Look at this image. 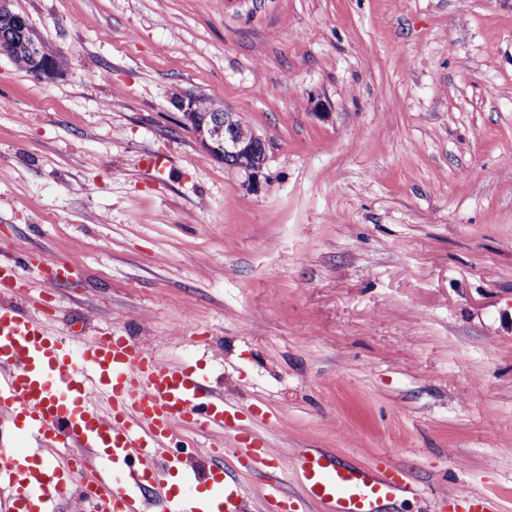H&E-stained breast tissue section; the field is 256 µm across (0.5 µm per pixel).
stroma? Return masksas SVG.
Wrapping results in <instances>:
<instances>
[{"instance_id": "1", "label": "stroma", "mask_w": 512, "mask_h": 512, "mask_svg": "<svg viewBox=\"0 0 512 512\" xmlns=\"http://www.w3.org/2000/svg\"><path fill=\"white\" fill-rule=\"evenodd\" d=\"M0 260L72 269L70 336L199 363L275 455L399 466L378 512H512V0H11ZM239 113L261 184L173 93ZM30 29L23 30L16 23L15 16L0 14V51H11L13 59L28 70L30 63L27 58V45L32 59L30 72L39 79H53L60 71L57 60L45 51L39 39H33ZM444 495L456 506H462L466 512H492L490 498L469 488L445 492Z\"/></svg>"}]
</instances>
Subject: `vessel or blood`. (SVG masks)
<instances>
[{
    "label": "vessel or blood",
    "instance_id": "vessel-or-blood-1",
    "mask_svg": "<svg viewBox=\"0 0 512 512\" xmlns=\"http://www.w3.org/2000/svg\"><path fill=\"white\" fill-rule=\"evenodd\" d=\"M24 266L46 296L65 278L61 263H0V292L17 287ZM239 419V409L195 366L163 363L112 332L66 337L41 312L0 304V424L11 425V440L0 448V512H60L73 496L80 512H239L245 488L226 480L223 468L209 469L200 484H170L182 468L175 441L185 428L229 437L227 451L265 476L274 512H300L307 499L329 512H376L407 488L402 471L382 460L344 467L317 449L274 460L239 432ZM282 467L295 471L303 498L283 490ZM87 471L92 479L72 493ZM448 498L465 512L492 510L488 496L468 488Z\"/></svg>",
    "mask_w": 512,
    "mask_h": 512
}]
</instances>
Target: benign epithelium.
Wrapping results in <instances>:
<instances>
[{
  "instance_id": "benign-epithelium-1",
  "label": "benign epithelium",
  "mask_w": 512,
  "mask_h": 512,
  "mask_svg": "<svg viewBox=\"0 0 512 512\" xmlns=\"http://www.w3.org/2000/svg\"><path fill=\"white\" fill-rule=\"evenodd\" d=\"M29 54L31 73L38 78L53 79L59 74L57 60L45 51L41 40L31 41ZM172 100L202 149L229 168L245 174L247 186L259 182L267 160L266 145L237 113L214 105L211 111L200 112L196 108V97L191 95L175 93Z\"/></svg>"
}]
</instances>
